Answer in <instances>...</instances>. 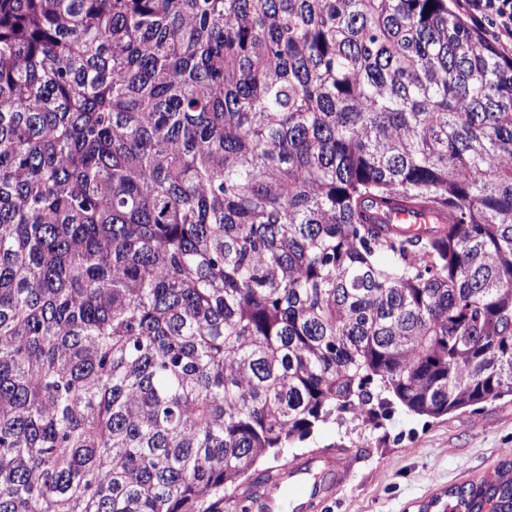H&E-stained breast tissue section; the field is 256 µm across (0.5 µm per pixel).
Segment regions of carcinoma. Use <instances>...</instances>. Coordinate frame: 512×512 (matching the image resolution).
I'll return each mask as SVG.
<instances>
[{"label":"carcinoma","instance_id":"1","mask_svg":"<svg viewBox=\"0 0 512 512\" xmlns=\"http://www.w3.org/2000/svg\"><path fill=\"white\" fill-rule=\"evenodd\" d=\"M507 396L512 59L450 0H0V512H249ZM313 464L288 466L283 474L272 479L265 486L260 504V512H280L281 486L285 480H292L294 491L298 496L295 500L292 512H309L316 502H324L330 493L329 488H322L312 484L308 475Z\"/></svg>","mask_w":512,"mask_h":512}]
</instances>
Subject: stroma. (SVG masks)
Returning <instances> with one entry per match:
<instances>
[{"instance_id":"35a3bbf8","label":"stroma","mask_w":512,"mask_h":512,"mask_svg":"<svg viewBox=\"0 0 512 512\" xmlns=\"http://www.w3.org/2000/svg\"><path fill=\"white\" fill-rule=\"evenodd\" d=\"M345 447L353 472L319 512H421L448 489L512 460V401L501 400L429 423L401 413L382 427L329 423L279 464Z\"/></svg>"}]
</instances>
